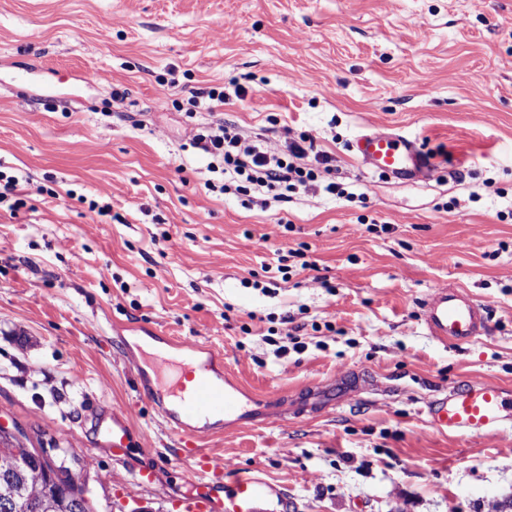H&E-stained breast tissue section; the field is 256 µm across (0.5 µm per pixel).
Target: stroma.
<instances>
[{
	"mask_svg": "<svg viewBox=\"0 0 512 512\" xmlns=\"http://www.w3.org/2000/svg\"><path fill=\"white\" fill-rule=\"evenodd\" d=\"M219 119L311 133L353 199L211 192L186 131ZM366 128L415 137L435 176L367 171ZM0 171L46 189L0 202V423L68 449L98 512H170L194 476L136 391L154 328L177 359L222 351L256 404L209 447L286 485L290 512H512V422L444 436L426 408L512 389V0H0ZM447 285L493 303L461 349L421 318ZM129 408L120 463L106 429Z\"/></svg>",
	"mask_w": 512,
	"mask_h": 512,
	"instance_id": "1",
	"label": "stroma"
}]
</instances>
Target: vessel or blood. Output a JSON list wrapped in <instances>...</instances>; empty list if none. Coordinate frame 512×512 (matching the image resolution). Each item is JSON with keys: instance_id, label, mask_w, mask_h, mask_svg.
<instances>
[{"instance_id": "1", "label": "vessel or blood", "mask_w": 512, "mask_h": 512, "mask_svg": "<svg viewBox=\"0 0 512 512\" xmlns=\"http://www.w3.org/2000/svg\"><path fill=\"white\" fill-rule=\"evenodd\" d=\"M351 150L369 171L399 181H421L426 159L416 141L394 133L369 131L356 137ZM490 305L457 288H441L422 301V317L431 336L459 346L487 334ZM222 356L211 348H192L189 363L175 382L173 396L140 383L138 392L151 401L176 438L178 454L193 461L199 478L193 492L176 498L173 512H282L287 491L278 483L234 473L223 458L204 448L206 439L221 433L226 418L242 419L251 395L220 366ZM430 425L444 435L480 437L512 420V394L484 382L458 387L428 404ZM130 428L113 425L108 445L114 459L128 454Z\"/></svg>"}]
</instances>
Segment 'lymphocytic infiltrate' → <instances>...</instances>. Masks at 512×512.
I'll return each instance as SVG.
<instances>
[{
    "label": "lymphocytic infiltrate",
    "mask_w": 512,
    "mask_h": 512,
    "mask_svg": "<svg viewBox=\"0 0 512 512\" xmlns=\"http://www.w3.org/2000/svg\"><path fill=\"white\" fill-rule=\"evenodd\" d=\"M190 145L209 159L214 178L209 190L239 197L242 206L262 193L273 201H287L290 194L322 190L344 196L328 155L316 152L314 137L306 132L280 148L265 134H241L229 123H199L187 133Z\"/></svg>",
    "instance_id": "lymphocytic-infiltrate-1"
}]
</instances>
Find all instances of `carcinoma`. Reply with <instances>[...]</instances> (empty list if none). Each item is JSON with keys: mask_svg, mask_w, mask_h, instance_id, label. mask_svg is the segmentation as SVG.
<instances>
[{"mask_svg": "<svg viewBox=\"0 0 512 512\" xmlns=\"http://www.w3.org/2000/svg\"><path fill=\"white\" fill-rule=\"evenodd\" d=\"M25 455L19 438L0 432V505L9 502L10 512H65L66 499L44 491L40 472L20 463Z\"/></svg>", "mask_w": 512, "mask_h": 512, "instance_id": "carcinoma-1", "label": "carcinoma"}]
</instances>
